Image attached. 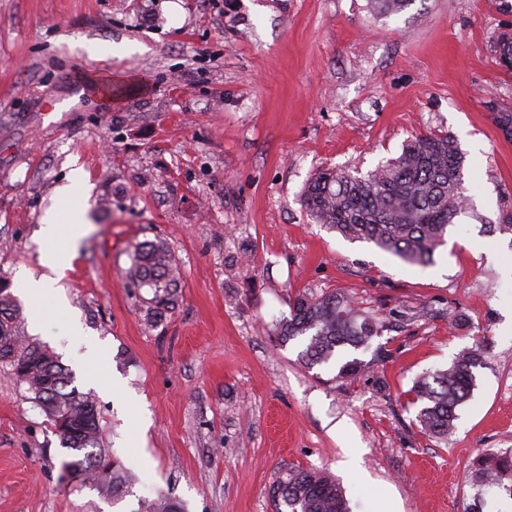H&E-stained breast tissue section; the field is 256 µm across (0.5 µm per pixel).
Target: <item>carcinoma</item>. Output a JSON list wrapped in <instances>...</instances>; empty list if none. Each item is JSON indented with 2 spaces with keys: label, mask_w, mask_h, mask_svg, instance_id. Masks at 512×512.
Returning <instances> with one entry per match:
<instances>
[{
  "label": "carcinoma",
  "mask_w": 512,
  "mask_h": 512,
  "mask_svg": "<svg viewBox=\"0 0 512 512\" xmlns=\"http://www.w3.org/2000/svg\"><path fill=\"white\" fill-rule=\"evenodd\" d=\"M386 15L405 10L412 0H372ZM495 52L500 66L512 72V36L500 33ZM464 158L455 139L443 133L413 136L401 153L365 177L323 168L305 184L300 203L317 223L351 241L371 243L405 263L427 266L445 244L448 229L468 208L464 187ZM136 280L153 290L157 314L174 307L177 276L173 257L160 242L136 246ZM288 319L275 328L278 342L302 344L301 362L312 369L340 363L337 377L354 382L391 357L378 345L370 361L357 357L340 361L347 350L370 346L384 324L351 296L334 290L316 298L296 294L289 301ZM18 308L12 296L0 293V362L28 386L51 422L62 447L73 452L64 468L82 484L112 502L132 486V475L99 443L98 406L89 393L72 387L73 378L44 347L21 336ZM483 366L482 343L462 350L452 364L419 377L411 389L419 405L421 432L445 439L454 432L460 407L476 386ZM467 483L474 490L479 512L485 495L504 492L512 499V452L488 453L471 464ZM272 512H352L343 487L327 473L300 466L281 469L269 488ZM139 512H181L178 503L159 499L140 503Z\"/></svg>",
  "instance_id": "carcinoma-1"
}]
</instances>
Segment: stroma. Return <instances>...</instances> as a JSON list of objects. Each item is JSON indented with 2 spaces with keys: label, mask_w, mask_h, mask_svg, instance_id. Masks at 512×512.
<instances>
[{
  "label": "stroma",
  "mask_w": 512,
  "mask_h": 512,
  "mask_svg": "<svg viewBox=\"0 0 512 512\" xmlns=\"http://www.w3.org/2000/svg\"><path fill=\"white\" fill-rule=\"evenodd\" d=\"M499 0H0V278L46 273L40 220L73 170L88 222L31 329L98 402L100 444L135 478L118 503L72 483L26 385L0 366V512H271L274 473L324 469L353 512H464L478 455L512 449V74ZM131 45L103 61L72 39ZM64 109L50 112V102ZM453 135L472 207L433 265L315 223L316 170L367 175L416 134ZM160 241L178 299L157 316L131 274ZM338 290L383 316L392 356L355 383L305 368L273 324L295 293ZM485 365L445 439L414 381L475 340Z\"/></svg>",
  "instance_id": "1"
}]
</instances>
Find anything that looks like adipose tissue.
I'll return each mask as SVG.
<instances>
[{
	"label": "adipose tissue",
	"mask_w": 512,
	"mask_h": 512,
	"mask_svg": "<svg viewBox=\"0 0 512 512\" xmlns=\"http://www.w3.org/2000/svg\"><path fill=\"white\" fill-rule=\"evenodd\" d=\"M86 188V176L83 171H73L67 184L59 188L53 209L44 217L41 236L51 249L44 255L43 263L51 269V276L33 278L22 277L19 287L32 300H40L52 293L54 281L52 275L66 264L77 244L76 227L84 223L83 197Z\"/></svg>",
	"instance_id": "obj_1"
}]
</instances>
